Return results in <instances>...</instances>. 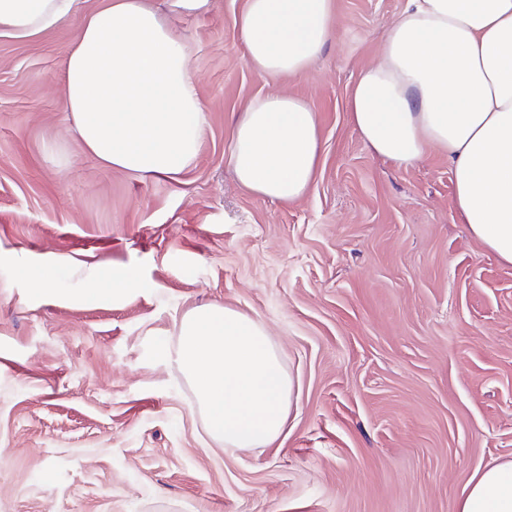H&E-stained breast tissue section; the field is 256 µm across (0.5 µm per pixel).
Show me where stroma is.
Returning <instances> with one entry per match:
<instances>
[{
  "mask_svg": "<svg viewBox=\"0 0 512 512\" xmlns=\"http://www.w3.org/2000/svg\"><path fill=\"white\" fill-rule=\"evenodd\" d=\"M0 36V512H458L477 469L512 459V265L470 235L447 154L398 166L349 119L405 0H334L305 73L261 74L247 0L175 15L205 127L174 177L104 167L61 86L82 13ZM315 112L321 158L301 198L243 188L233 127L254 98ZM58 266L53 294L35 290ZM104 268L148 291L71 301ZM259 318L295 383L280 438L222 450L167 352L188 310Z\"/></svg>",
  "mask_w": 512,
  "mask_h": 512,
  "instance_id": "obj_1",
  "label": "stroma"
}]
</instances>
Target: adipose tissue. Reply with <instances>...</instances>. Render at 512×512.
<instances>
[{"label":"adipose tissue","mask_w":512,"mask_h":512,"mask_svg":"<svg viewBox=\"0 0 512 512\" xmlns=\"http://www.w3.org/2000/svg\"><path fill=\"white\" fill-rule=\"evenodd\" d=\"M78 0H0V35L40 36ZM333 0H247L245 60L262 74L306 72L329 42ZM65 107L85 148L106 167L176 176L195 160L205 125L196 72L181 38L152 0H103L68 48ZM348 109L380 157L399 165L446 152L456 206L472 236L512 264V0H406L377 62L362 70ZM320 136L309 104L286 93L248 103L231 161L248 190L300 199L313 180ZM105 270L84 302L144 291ZM174 361L195 390L206 431L229 450L264 448L282 434L293 381L265 324L218 303L184 313ZM459 512H512V461L475 472Z\"/></svg>","instance_id":"1"}]
</instances>
